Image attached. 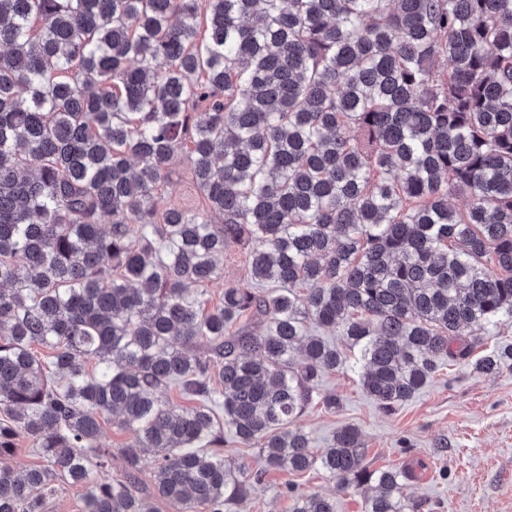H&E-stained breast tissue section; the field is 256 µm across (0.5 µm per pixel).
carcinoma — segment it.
Returning a JSON list of instances; mask_svg holds the SVG:
<instances>
[{"label": "carcinoma", "mask_w": 512, "mask_h": 512, "mask_svg": "<svg viewBox=\"0 0 512 512\" xmlns=\"http://www.w3.org/2000/svg\"><path fill=\"white\" fill-rule=\"evenodd\" d=\"M180 152L196 212L163 204ZM243 240L247 281L205 310ZM326 327L385 412L512 329V0H0V458L46 460L0 467V512H47L57 480L84 512H224L316 465L415 512L414 464L361 466L355 425L316 456L295 425L346 362ZM18 448L14 456L5 457L0 460L2 465H8L17 471H24L25 469L45 464L39 449L31 448V443L28 439L21 440Z\"/></svg>", "instance_id": "obj_1"}]
</instances>
